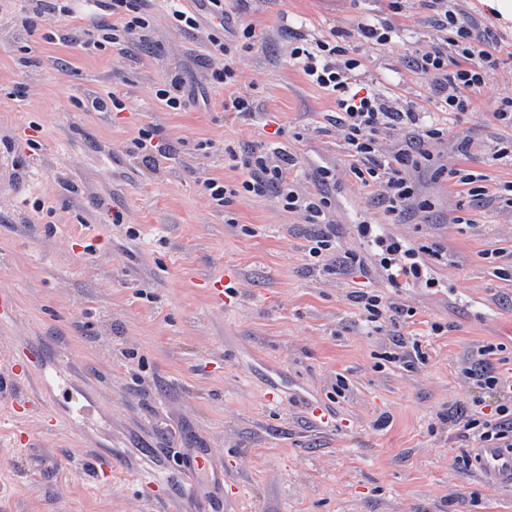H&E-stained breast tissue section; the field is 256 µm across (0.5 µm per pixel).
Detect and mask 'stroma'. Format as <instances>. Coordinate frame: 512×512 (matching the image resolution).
<instances>
[{"label":"stroma","mask_w":512,"mask_h":512,"mask_svg":"<svg viewBox=\"0 0 512 512\" xmlns=\"http://www.w3.org/2000/svg\"><path fill=\"white\" fill-rule=\"evenodd\" d=\"M389 3L228 0L224 40L239 89L255 102L238 116L211 80L223 58L206 28H177L157 2L150 46L87 51L83 0L67 16L51 0H0V141L14 145L0 169V291L17 304L0 322V356L28 350L70 369L74 398L90 406L76 419L71 400L45 395L49 415L24 419L33 443L22 451L11 444L13 420L0 418V512H185L181 457L197 452L222 463L200 489L208 512H512V489L485 487L465 463L474 441L440 421L476 396L466 369L478 347L497 345L492 365L512 371V337L501 333L512 280L481 257L512 249V210L479 206L449 177L426 181L431 213L387 231L439 242L448 261L431 265L437 286L400 288L378 277L371 257L362 274L310 265L313 226L274 199L219 211L199 187L240 180L225 146L276 140L300 161V190H312L316 166L335 168L338 249L360 250L352 213L384 216L349 174L333 99L289 64L288 45L299 34L348 32L362 80L432 111L427 77L405 59L436 32L418 0L398 12ZM365 17L390 22L401 40L368 44L357 34ZM248 23L250 48L238 36ZM498 29L501 64L474 109L449 120L468 146L432 148L434 166L485 174L490 186L512 180V166L487 161L492 140L512 136L492 115L495 99L512 97V21ZM174 78L191 95L181 112L154 96ZM109 91L124 111L84 106ZM149 125L171 144L156 171L133 144ZM230 266L233 291L213 306L199 283ZM363 284L408 315L364 331L350 299ZM396 334L421 341L426 360L408 370L381 360ZM310 407L328 410L335 429L312 427ZM96 452L112 459L111 485L85 470Z\"/></svg>","instance_id":"1"}]
</instances>
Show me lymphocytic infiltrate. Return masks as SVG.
Instances as JSON below:
<instances>
[{
  "label": "lymphocytic infiltrate",
  "mask_w": 512,
  "mask_h": 512,
  "mask_svg": "<svg viewBox=\"0 0 512 512\" xmlns=\"http://www.w3.org/2000/svg\"><path fill=\"white\" fill-rule=\"evenodd\" d=\"M420 2L428 23L444 38L418 50L407 64L410 71L430 77L433 111H416L365 86L357 73L360 62L351 57L344 40L298 36L288 51L290 62L306 80L333 98V121L351 160L352 177L369 190L379 210L398 223L431 209L419 179L420 173L432 169L431 148L447 138L449 115L471 109L473 95L483 90L489 71L500 63L494 54L496 28L465 16L455 0ZM87 16L90 26L83 43L87 50L117 48L144 39L152 25L150 0H88ZM224 153L242 178L233 185L215 178L201 181L202 193L215 207H226L238 197L275 196L283 211L301 214L307 223L319 225L307 247L311 262L335 260L345 269H364L359 253H338L336 234L329 226L332 201L328 188L336 181L335 169L318 167L313 175L314 190L303 193L289 178L295 156L276 143L241 151L228 147ZM376 254L390 283L402 279L428 288L437 284L431 275V262L448 259L443 247L434 241L409 244L391 240ZM352 300L365 324L375 329L403 312L376 288L358 289ZM494 352L491 344L478 349L470 377L482 396L472 415L452 421L451 426L480 447L512 448V397L500 391L502 378L490 363Z\"/></svg>",
  "instance_id": "lymphocytic-infiltrate-1"
}]
</instances>
